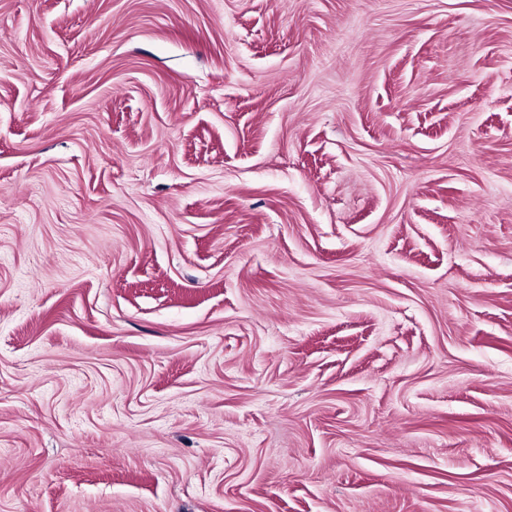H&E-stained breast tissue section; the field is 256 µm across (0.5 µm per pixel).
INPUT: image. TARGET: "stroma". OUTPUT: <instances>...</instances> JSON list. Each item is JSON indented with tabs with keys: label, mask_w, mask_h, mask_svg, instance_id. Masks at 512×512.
<instances>
[{
	"label": "stroma",
	"mask_w": 512,
	"mask_h": 512,
	"mask_svg": "<svg viewBox=\"0 0 512 512\" xmlns=\"http://www.w3.org/2000/svg\"><path fill=\"white\" fill-rule=\"evenodd\" d=\"M0 512H512V0H0Z\"/></svg>",
	"instance_id": "1"
}]
</instances>
